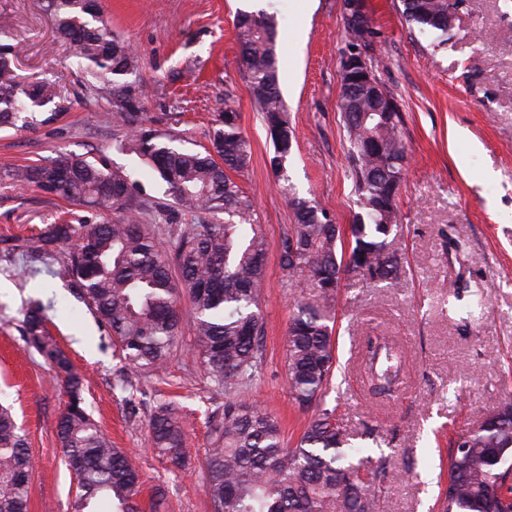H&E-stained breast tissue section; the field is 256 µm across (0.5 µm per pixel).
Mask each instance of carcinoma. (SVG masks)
Masks as SVG:
<instances>
[{"instance_id":"obj_1","label":"carcinoma","mask_w":512,"mask_h":512,"mask_svg":"<svg viewBox=\"0 0 512 512\" xmlns=\"http://www.w3.org/2000/svg\"><path fill=\"white\" fill-rule=\"evenodd\" d=\"M411 28L448 41L457 3L401 0ZM57 38L69 58L95 81L94 90L112 97L114 119L127 131L123 150L136 155L167 187L173 214L164 245L161 233L139 223L142 203L131 175L101 160L71 154L20 167L11 178L73 204H92L121 213L123 221L54 224L36 249H66L54 275L78 286L80 297L112 335L122 370L121 401L134 407L132 377L155 376L177 346L182 313L180 291L188 292L193 349L206 379L224 393L210 412L203 488L212 512H377L378 472L361 474L346 461L352 437L336 422L325 397L336 367L329 298L339 284L336 225L315 202L294 198L295 224L282 244L288 277L305 276L322 302L292 296L297 308L288 329V390L302 408L319 406L294 448L285 445L278 422L246 393L263 369L260 300L269 244L254 201L229 176L251 161L250 143L231 107L215 121L209 146L174 145L173 136L148 125L136 103L143 87L127 76L139 67L132 44L112 33L101 10L86 0H47ZM275 19L242 13L235 25L242 66L274 147L271 164L285 171L295 139L278 84ZM65 99L48 81L24 82L12 66L9 47H0V129L34 131L59 120ZM338 109L352 162L360 212L349 231L347 265L373 284L398 271L389 237L397 228L396 190L408 158L395 98L341 87ZM224 215L209 224L178 222V216ZM24 340L62 378L69 400L56 424L63 455L74 472L78 494L72 512H96L108 498L115 512H141L139 473L131 457L112 447L85 408L81 378L45 326L41 304L23 316ZM401 351L388 341L368 344L364 370L372 389L391 394L399 384ZM149 428L154 448L175 467L184 465L186 425L172 406L156 407ZM512 401L491 407L482 423L461 434L450 452L448 487L441 512H512ZM32 459L11 410L0 406V512H28Z\"/></svg>"}]
</instances>
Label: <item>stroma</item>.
<instances>
[{
  "mask_svg": "<svg viewBox=\"0 0 512 512\" xmlns=\"http://www.w3.org/2000/svg\"><path fill=\"white\" fill-rule=\"evenodd\" d=\"M113 33L133 44L140 62L133 85L145 88L140 110L156 129L199 150L208 145L225 107L239 114L249 141V166L234 174L257 203L269 243L262 319L264 370L249 397L275 416L284 442L296 447L312 417L292 400L286 342L292 307L286 291L306 299L310 280L289 283L279 247L294 223L292 198L316 200L332 223L348 227L359 210L350 178L346 130L337 107L344 39L342 0H262L275 16L279 84L294 128L282 190L274 154L240 61L235 23L242 0H101ZM375 32L369 54L385 59L378 80L400 107L408 151L397 197L399 227L391 248L399 272L391 284L370 285L346 270L331 309L337 369L327 406L356 438L350 461L367 459L384 472L379 512H440L448 485V453L461 429L478 425L492 404L512 393V41L487 35L512 28V0H464L445 44L409 29L400 0H364ZM18 75L53 81L67 113L31 132L0 131V403L11 406L35 466L30 512H71L77 484L56 436L67 391L23 338V313L46 303V328L83 380L88 412L115 447L139 463L143 512H211L202 490L207 446L205 410L223 402L212 391L183 330L166 374L140 375L149 393L129 416L113 389L120 362L107 328L71 284L51 278L62 250L43 255L30 244L49 224L98 223L109 212L48 195L8 178L9 170L58 153L104 160L132 174L144 210L156 224L168 200L159 179L140 173L122 152L125 135L112 120L111 99L90 92V77L70 64L53 32L44 0H0ZM465 138H455L457 129ZM493 172L484 181V172ZM482 296L483 309L473 299ZM368 336H390L404 354L397 398L369 394L359 372ZM186 419V467L172 468L153 447L149 420L157 402Z\"/></svg>",
  "mask_w": 512,
  "mask_h": 512,
  "instance_id": "35a3bbf8",
  "label": "stroma"
}]
</instances>
